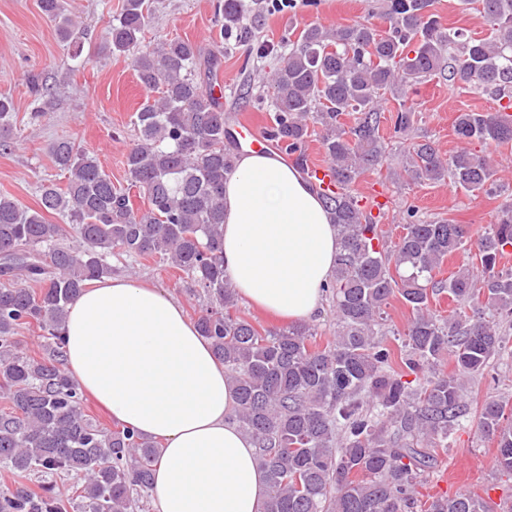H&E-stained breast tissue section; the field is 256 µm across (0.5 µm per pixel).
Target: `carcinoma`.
Here are the masks:
<instances>
[{
    "mask_svg": "<svg viewBox=\"0 0 512 512\" xmlns=\"http://www.w3.org/2000/svg\"><path fill=\"white\" fill-rule=\"evenodd\" d=\"M481 5L488 34L465 37L443 28L431 0H387L390 25L325 29L308 25L268 84L267 128L293 163L306 170V146L318 135L330 186H310L338 227L342 250L323 291L332 299L336 334L317 343L307 322L266 328L237 314L224 272V182L238 156L224 105L206 82L220 56L174 38L132 59L145 91L131 124L136 143L125 156L127 186L115 185L96 158L73 140L51 147L66 188L40 186L39 208L0 196V467L18 481L0 492V512H143L153 489L159 448L123 427L85 414L86 398L65 368L61 325L67 306L93 281L112 275L108 257H157L184 274L206 308L197 318L234 386L233 421L258 448L268 495L263 512H499L488 497L463 491L419 509L416 487L437 462L436 450L469 414L466 383L493 377L491 364L512 355L502 329L512 318V205L476 240L475 261L446 279L436 271L464 249L470 225L417 219L410 211L393 239L356 192L358 179L389 157L381 134L387 94L432 76L487 94L497 108L456 115L461 147L443 156L415 141L404 160L406 185L450 182L476 197L496 186L484 147L512 143V0ZM58 35L73 43L65 0H39ZM224 21L243 23L244 0H224ZM149 0H123L106 51L142 43ZM14 105L0 97V151L11 150ZM415 110L399 103L394 132L409 133ZM147 200L134 209L131 189ZM57 215L61 223L47 219ZM446 293L444 318L430 307ZM397 300L413 317L396 352L385 341V309ZM37 327L43 353L19 347L20 330ZM448 360L445 372L438 363ZM508 402L489 397L478 411L482 433L496 442L495 466L512 475Z\"/></svg>",
    "mask_w": 512,
    "mask_h": 512,
    "instance_id": "obj_1",
    "label": "carcinoma"
}]
</instances>
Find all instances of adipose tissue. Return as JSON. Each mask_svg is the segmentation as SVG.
<instances>
[{
	"instance_id": "obj_1",
	"label": "adipose tissue",
	"mask_w": 512,
	"mask_h": 512,
	"mask_svg": "<svg viewBox=\"0 0 512 512\" xmlns=\"http://www.w3.org/2000/svg\"><path fill=\"white\" fill-rule=\"evenodd\" d=\"M224 271L250 307L304 322L341 249L321 199L279 155L244 152L224 184ZM66 367L120 424L162 441L156 512H262L265 474L231 420L233 386L171 294L127 276L86 289L62 324Z\"/></svg>"
}]
</instances>
